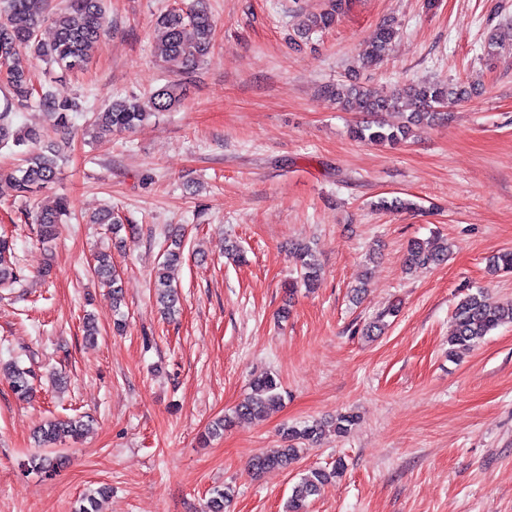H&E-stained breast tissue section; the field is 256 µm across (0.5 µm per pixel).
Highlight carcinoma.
Returning <instances> with one entry per match:
<instances>
[{
  "label": "carcinoma",
  "instance_id": "cac0c4a2",
  "mask_svg": "<svg viewBox=\"0 0 512 512\" xmlns=\"http://www.w3.org/2000/svg\"><path fill=\"white\" fill-rule=\"evenodd\" d=\"M43 0H0V77L10 89V98L0 109V146L13 145L23 148L22 163L10 170L0 169V181H8L21 197L32 195L55 182L59 173V153L51 147H41L42 133L33 128L13 129L17 112L35 102L45 112L55 129L71 128V114L78 111V103L57 98L52 91L36 87L29 70L21 65V56L29 54L43 62L56 64L66 70H78L86 66V49L97 41L104 32V0H68V4L51 18L54 37L45 42L39 31L46 17L40 13L38 4ZM346 0H331L329 8L313 13L302 25L301 37L309 38L314 32L331 28L343 13ZM159 38L156 43L157 57L173 72H179L195 65L205 56L211 46L214 20L202 8L189 12L171 9L161 14L156 21ZM398 30L391 23L381 25L374 36L362 49V59L367 66L380 64ZM323 92L336 99L345 112H365L373 120L351 128V134L358 140L375 144L397 145L405 141L413 125L432 126L444 118L442 109L448 104L472 94L473 88L462 84L440 81L417 85H404L388 95H377L364 89L351 79L340 80L324 87ZM181 102L179 87L168 83L151 93L149 104L137 97L111 102L92 113L87 129L106 135L113 132L129 131L147 120L156 112H169ZM406 111V124L390 127L377 116L383 112ZM68 210L64 197L56 199L53 205L39 209L34 221L39 225V235L44 242L52 241L58 234L59 224ZM171 247L154 280L155 298L162 312L174 314L180 304V297L170 279L169 271L182 260L179 235H170ZM14 243L0 236V285L13 284L17 276L10 262ZM448 248L434 247L413 240L407 248L404 265L407 269L428 267L444 261ZM300 263V273L308 286H313L320 277L321 269L311 260L305 247L295 248ZM95 272L112 283V300L120 304L122 289L118 286L117 275L112 266V256L100 253L95 258ZM454 330L448 337L452 349H470L477 346L491 331L504 323H512V301L495 300L485 292L469 294L456 306ZM8 371L13 393L20 400L32 398L34 387L30 371L15 361L1 367ZM283 400L281 384L270 373H262L251 382V393L235 410L215 423L212 433L218 434L230 428L234 419L262 418L269 411L281 406ZM91 420L82 416L55 419L40 427L36 441L40 445H52L69 437L78 440L88 433ZM284 448L272 454L255 456L250 462L253 474L258 475L274 468H286L298 456L296 444L307 442L313 446L324 436L323 426L318 421L283 430ZM31 468L52 476L66 465L63 456L34 455L30 458ZM346 464L337 459L331 470L314 468L300 478L288 499L286 512H307L309 500L318 495L321 488L332 478L342 474ZM110 489L101 486L84 494L77 500L74 512H102L101 500L108 496ZM229 493L226 488L216 486L209 492L208 512H224V502Z\"/></svg>",
  "mask_w": 512,
  "mask_h": 512
}]
</instances>
